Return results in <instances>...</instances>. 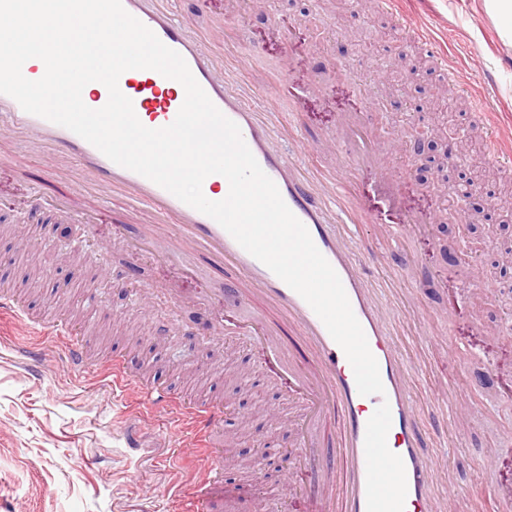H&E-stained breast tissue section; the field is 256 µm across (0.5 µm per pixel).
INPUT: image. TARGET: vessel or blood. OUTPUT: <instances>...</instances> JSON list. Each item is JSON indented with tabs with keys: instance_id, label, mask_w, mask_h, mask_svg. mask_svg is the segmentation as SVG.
Here are the masks:
<instances>
[{
	"instance_id": "b4317fda",
	"label": "vessel or blood",
	"mask_w": 512,
	"mask_h": 512,
	"mask_svg": "<svg viewBox=\"0 0 512 512\" xmlns=\"http://www.w3.org/2000/svg\"><path fill=\"white\" fill-rule=\"evenodd\" d=\"M122 4L166 46L183 56L212 102L237 123L263 171L275 182L288 208L306 226L318 250L335 269L378 362L384 395L359 393L342 348L312 308L216 221L151 180L115 164L67 128L25 112L5 94H0V138L17 139L53 158L75 162L79 191L109 190L124 197L129 206L147 204L148 222L133 238V249L154 250L167 257L208 253L221 267L238 272L233 296L240 306H249L258 298L279 314L276 324L254 316L238 325L242 334L249 336L262 351L269 370L307 410L306 419L298 428L306 449L296 457L295 467L304 469L312 464V431L330 412H337L343 431L342 461L327 463L326 469L328 473L343 470L344 489L336 491L329 477L322 479L312 499L311 512H367L366 424L384 402L389 404L392 417L387 443L405 466L407 505L414 512H457L456 492L438 494L437 466L423 451L425 431L417 419L419 396L415 385L421 368L402 353L372 297L368 274L377 257L364 236L352 241L337 229L341 222L357 227L370 221L348 188L347 174L352 164L370 162L376 157L374 149L357 139L360 119L352 118L345 123L347 137L355 143L347 162L324 176L321 184H314L300 168L298 159L271 149V125L260 119L249 99L229 87L223 57L214 52L208 39L189 34L186 20L172 13L170 0H122ZM118 85L132 100L141 123L153 129L172 123L185 97L180 83L153 70L140 71L135 80L120 76ZM285 325L302 337L312 354L311 360H298L288 348L281 337ZM56 333L65 339L71 367L85 373L88 364L83 343L71 337L66 325H58ZM130 389L137 390L154 410L167 409L175 400L164 384L135 378L121 357H113V392ZM185 415L196 427L206 428L222 419L224 412L197 404L186 409Z\"/></svg>"
}]
</instances>
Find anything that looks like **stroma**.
Masks as SVG:
<instances>
[{
  "label": "stroma",
  "instance_id": "obj_1",
  "mask_svg": "<svg viewBox=\"0 0 512 512\" xmlns=\"http://www.w3.org/2000/svg\"><path fill=\"white\" fill-rule=\"evenodd\" d=\"M191 32L217 21L228 26L224 52L249 87L268 86L283 73L280 88L259 101L278 124L296 123L291 151L306 154L309 168L337 167L351 151L339 133L344 117L360 116L368 133L400 177L392 199L381 195L375 175L358 169L353 187L372 224L363 230L387 262L372 271L375 285L395 284L384 295L398 315L397 342L425 362V389L449 386L460 403L424 401L418 406L430 428L427 452L440 476H452L464 499L483 512H503L512 495V265L501 249L512 235V160L494 163L484 125L470 99L486 97L512 130V33L488 0H405L403 9L427 22L448 49L447 65L427 56L408 26L376 13V0H173ZM461 83L449 82L447 68ZM318 82L292 113L290 92ZM450 124L469 148L456 167L445 166L442 147L418 158L394 146L400 126L421 129ZM475 177L482 194L469 236L444 214L455 207L460 176ZM68 197L91 224L68 234L64 216L32 209L34 196ZM417 213L434 218L430 228L409 230L393 241L376 225H400ZM140 213L110 197L80 193L68 170L49 171L43 156L24 155L0 167V225L12 242L27 239L36 262L35 287L23 301V318L0 317V506L5 512H305L307 488L317 470L291 472L297 449L292 433L272 426L277 453L261 477L224 469L206 476L203 455L188 454L193 436L176 420L185 405L223 401L224 380L210 369L223 363L254 368L253 382L235 395L236 409L215 428L225 436L237 416L255 405L277 406L297 421L301 405L273 381L260 353L241 336L215 340L204 333L212 312L226 308L222 288L234 281L204 254L176 262L126 248ZM113 279H106V271ZM175 292L185 303H170ZM207 297L209 311L191 305ZM63 322L88 341L95 368L85 378L70 373L60 340L51 332ZM445 336L458 348L418 346L419 332ZM40 345L45 373L33 378L19 347ZM123 355L144 379L164 378L177 394L167 409L149 411L132 392L113 394L106 385L113 355ZM136 427L141 446L126 448Z\"/></svg>",
  "mask_w": 512,
  "mask_h": 512
}]
</instances>
